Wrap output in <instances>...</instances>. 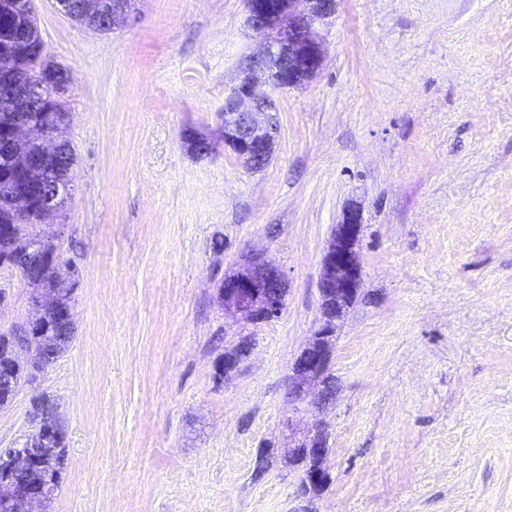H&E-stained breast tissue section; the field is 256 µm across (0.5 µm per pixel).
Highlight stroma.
<instances>
[{
	"label": "stroma",
	"mask_w": 512,
	"mask_h": 512,
	"mask_svg": "<svg viewBox=\"0 0 512 512\" xmlns=\"http://www.w3.org/2000/svg\"><path fill=\"white\" fill-rule=\"evenodd\" d=\"M32 7L73 74L76 154L38 229L80 284L74 338L0 408V448L50 395L67 457L48 512H294L300 469L281 450L317 420L331 480L313 512H512V0H336L321 71L274 94L259 171L224 144V98L262 42L244 0H134L106 34L55 0ZM351 207L361 292L315 409L289 400L288 374ZM252 251L288 279L258 325L216 302ZM0 290V333L34 318L16 270L0 267Z\"/></svg>",
	"instance_id": "obj_1"
}]
</instances>
